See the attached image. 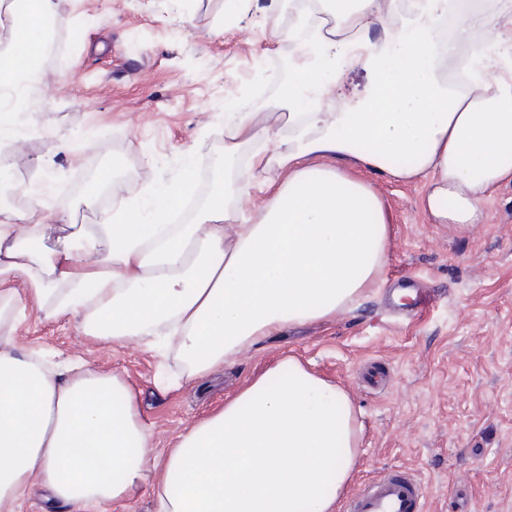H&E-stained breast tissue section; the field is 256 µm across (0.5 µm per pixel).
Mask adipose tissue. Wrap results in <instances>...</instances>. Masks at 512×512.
Returning <instances> with one entry per match:
<instances>
[{
    "mask_svg": "<svg viewBox=\"0 0 512 512\" xmlns=\"http://www.w3.org/2000/svg\"><path fill=\"white\" fill-rule=\"evenodd\" d=\"M328 21L301 41L308 16L273 34L292 46L271 116L224 115L215 187L187 224L168 223L193 192L148 189L115 203L102 226L53 237L30 209L0 213V512L40 484L66 512H102L159 470L160 512H335L356 469L361 426L348 393L285 356L221 411L194 425L164 460L132 391L113 373L59 378L15 332L28 309L82 315L94 339L148 337L192 379L287 325L332 317L377 286L391 226L369 185L340 162L426 182L433 220L471 224L490 191L512 181V28L467 0H326ZM52 0L0 11V146L25 140L32 117L20 61L37 62ZM383 30L370 36L372 26ZM471 53L467 92L450 87L451 47ZM354 65L369 75L343 92ZM279 178H270L271 170ZM265 198L256 215L241 202ZM109 253H102V244Z\"/></svg>",
    "mask_w": 512,
    "mask_h": 512,
    "instance_id": "adipose-tissue-1",
    "label": "adipose tissue"
}]
</instances>
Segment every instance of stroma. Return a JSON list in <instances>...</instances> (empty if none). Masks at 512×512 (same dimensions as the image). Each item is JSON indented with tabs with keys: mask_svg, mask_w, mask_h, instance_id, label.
I'll list each match as a JSON object with an SVG mask.
<instances>
[{
	"mask_svg": "<svg viewBox=\"0 0 512 512\" xmlns=\"http://www.w3.org/2000/svg\"><path fill=\"white\" fill-rule=\"evenodd\" d=\"M53 2L58 54L43 71L58 83L29 106L36 133L9 149L15 173L49 186L35 220L67 215L63 235L102 224L115 195L173 184L189 163L203 203L208 163L224 148L229 88L260 57L265 97L275 96V66L291 48L261 27L272 18L288 26L289 0L273 11L253 0L231 26L226 0ZM106 166L108 191L87 199L92 173ZM344 170L371 186L392 230L378 287L335 317L288 326L189 381L177 354L93 340L73 316L29 311L16 344L69 377L77 365L119 375L158 455L295 355L352 399L362 426L353 486L407 469L425 484L429 512H512V183L491 192L476 223L433 224L421 182L354 161ZM417 288L435 302L411 304Z\"/></svg>",
	"mask_w": 512,
	"mask_h": 512,
	"instance_id": "35a3bbf8",
	"label": "stroma"
}]
</instances>
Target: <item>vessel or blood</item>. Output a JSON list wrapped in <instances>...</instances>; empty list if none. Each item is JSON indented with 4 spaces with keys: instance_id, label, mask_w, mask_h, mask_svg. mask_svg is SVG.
I'll list each match as a JSON object with an SVG mask.
<instances>
[{
    "instance_id": "vessel-or-blood-1",
    "label": "vessel or blood",
    "mask_w": 512,
    "mask_h": 512,
    "mask_svg": "<svg viewBox=\"0 0 512 512\" xmlns=\"http://www.w3.org/2000/svg\"><path fill=\"white\" fill-rule=\"evenodd\" d=\"M427 490L411 472L389 470L363 483L343 512H426Z\"/></svg>"
}]
</instances>
